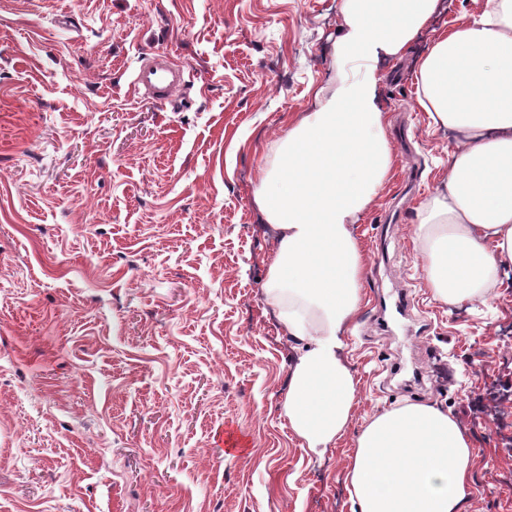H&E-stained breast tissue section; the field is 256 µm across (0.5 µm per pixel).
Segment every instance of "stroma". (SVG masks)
<instances>
[{
  "label": "stroma",
  "instance_id": "stroma-1",
  "mask_svg": "<svg viewBox=\"0 0 512 512\" xmlns=\"http://www.w3.org/2000/svg\"><path fill=\"white\" fill-rule=\"evenodd\" d=\"M484 2L446 0L380 66L395 170L356 228L360 400L319 460L281 411L296 343L265 300L254 193L289 117L335 87L337 0H0V512H353L366 418L410 403L471 435L464 512H512V270L451 310L413 238L454 141L412 63ZM163 52L186 81L144 99ZM228 425L245 448L217 446ZM184 71L166 55H157L142 61L134 80L135 90L144 97L168 100L184 84Z\"/></svg>",
  "mask_w": 512,
  "mask_h": 512
}]
</instances>
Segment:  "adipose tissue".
I'll return each instance as SVG.
<instances>
[{"label": "adipose tissue", "mask_w": 512, "mask_h": 512, "mask_svg": "<svg viewBox=\"0 0 512 512\" xmlns=\"http://www.w3.org/2000/svg\"><path fill=\"white\" fill-rule=\"evenodd\" d=\"M439 0H340L334 91L289 122L255 201L277 233L267 303L301 345L282 411L323 455L359 404L342 337L364 302L366 257L355 224L390 183L394 151L380 99L383 59H402ZM358 62L360 74L346 64ZM418 102L457 133L444 190L421 205L414 236L428 288L451 305L488 302L512 266V0H486L439 35L417 64ZM347 479L356 512H462L471 439L430 403L368 418Z\"/></svg>", "instance_id": "adipose-tissue-1"}]
</instances>
